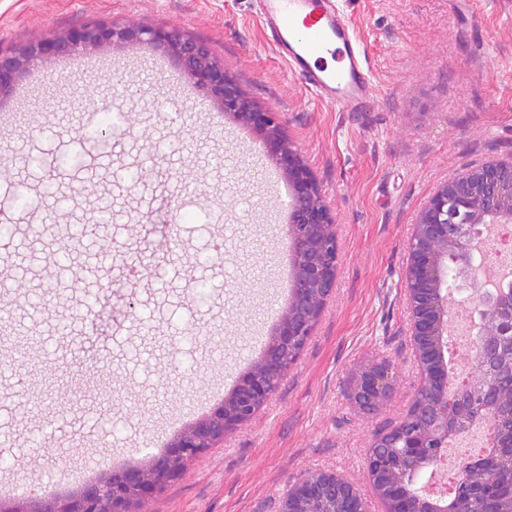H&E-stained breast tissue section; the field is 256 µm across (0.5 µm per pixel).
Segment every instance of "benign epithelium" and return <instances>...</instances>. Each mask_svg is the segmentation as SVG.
Segmentation results:
<instances>
[{"instance_id":"benign-epithelium-1","label":"benign epithelium","mask_w":512,"mask_h":512,"mask_svg":"<svg viewBox=\"0 0 512 512\" xmlns=\"http://www.w3.org/2000/svg\"><path fill=\"white\" fill-rule=\"evenodd\" d=\"M148 44L178 63L186 79L210 105L262 142L266 156L288 181V238L294 276L291 299L277 317L260 358L241 374L231 393L205 419L186 427L160 455L142 465L110 472L61 497L52 490L0 512H136L186 460L201 455L224 435L247 424L275 392L276 383L296 362L312 335L337 275V237L322 190L300 150L285 135L278 113L250 98L207 47L189 35L148 25L125 27L89 23L63 35L30 41L0 52V96L10 94L36 62L99 49ZM512 224V160L484 164L440 184L420 208L409 239L406 304L421 373L418 391L431 397L412 400L406 415L370 445L369 480L384 512H450L448 504L422 493L409 496L399 484L381 481L388 468L382 449L395 441L403 448L405 471L424 473L448 453V437L471 427L469 400L479 397L486 419L495 424L496 447L512 452V378L499 380V363L512 358V289L477 295L479 316L491 339L475 350L464 383L448 382V315L456 300L448 294V267L475 272L479 226ZM396 384L390 365L372 363L354 380L351 397L365 413L377 411ZM278 512H367L365 498L350 480L317 471L294 485Z\"/></svg>"}]
</instances>
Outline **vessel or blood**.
Returning <instances> with one entry per match:
<instances>
[{
  "label": "vessel or blood",
  "instance_id": "obj_1",
  "mask_svg": "<svg viewBox=\"0 0 512 512\" xmlns=\"http://www.w3.org/2000/svg\"><path fill=\"white\" fill-rule=\"evenodd\" d=\"M257 15L266 42L319 102L354 112L377 98L380 87L366 49L338 0H258ZM39 343V336L25 331L0 338L18 362Z\"/></svg>",
  "mask_w": 512,
  "mask_h": 512
}]
</instances>
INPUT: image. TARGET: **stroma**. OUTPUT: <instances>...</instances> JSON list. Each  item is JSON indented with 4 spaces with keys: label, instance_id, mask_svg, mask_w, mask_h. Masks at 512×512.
I'll return each instance as SVG.
<instances>
[{
    "label": "stroma",
    "instance_id": "1",
    "mask_svg": "<svg viewBox=\"0 0 512 512\" xmlns=\"http://www.w3.org/2000/svg\"><path fill=\"white\" fill-rule=\"evenodd\" d=\"M380 83L360 112L319 103L262 36L256 0H0V51L91 21L176 29L208 47L241 88L278 112L335 220L336 286L297 361L245 427L186 462L145 512H277L309 473L351 478L369 512L374 436L420 385L405 270L411 226L439 183L512 159V0H340ZM177 62L147 44L30 69L0 99V146L84 153L77 171H28L0 155L17 232L0 246V311L37 328L25 364L0 348V481L18 501L74 491L114 462L159 453L205 418L257 359L292 275L288 185L261 142L216 119ZM111 98L130 112L106 151L82 126ZM141 169L131 186L124 174ZM191 181L195 194L180 193ZM112 221H97L100 199ZM180 218L179 237L169 223ZM85 226L66 269L50 261ZM389 363L393 394L372 414L354 376Z\"/></svg>",
    "mask_w": 512,
    "mask_h": 512
}]
</instances>
